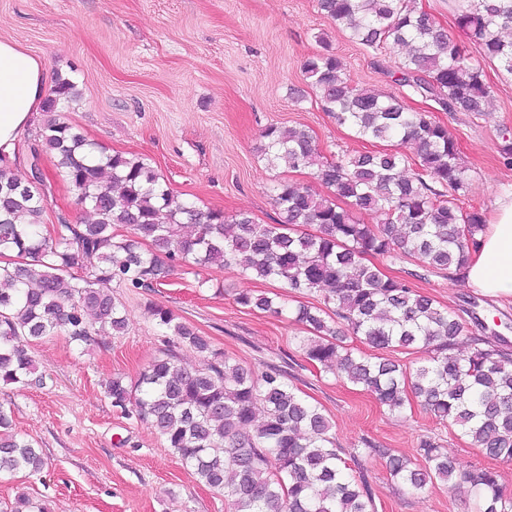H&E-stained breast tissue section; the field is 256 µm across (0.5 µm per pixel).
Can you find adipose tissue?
I'll list each match as a JSON object with an SVG mask.
<instances>
[{
	"instance_id": "obj_1",
	"label": "adipose tissue",
	"mask_w": 512,
	"mask_h": 512,
	"mask_svg": "<svg viewBox=\"0 0 512 512\" xmlns=\"http://www.w3.org/2000/svg\"><path fill=\"white\" fill-rule=\"evenodd\" d=\"M43 61L21 46L0 40V151L14 142L45 97ZM481 249L464 271L467 287L494 298H512V190L500 192Z\"/></svg>"
}]
</instances>
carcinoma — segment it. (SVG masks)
I'll use <instances>...</instances> for the list:
<instances>
[{"label":"carcinoma","mask_w":512,"mask_h":512,"mask_svg":"<svg viewBox=\"0 0 512 512\" xmlns=\"http://www.w3.org/2000/svg\"><path fill=\"white\" fill-rule=\"evenodd\" d=\"M456 2L458 29L483 59L512 75V0ZM317 7L359 45L406 49L395 82L410 95L442 112L483 111L490 86L481 65L415 0H317ZM304 69L322 111L357 137L410 143L417 151L412 158L388 149L333 158L303 127H266L261 152L268 162L313 169L327 189L321 195L308 186L277 184L273 224H257L246 213H203L175 195L147 159L96 151L62 116L75 98L73 83L56 79L30 158L51 155L60 179L95 220L71 224L63 218L55 234L48 233L41 222L45 177L32 173L22 182L0 167V255L22 258L0 267V383H22L35 373L23 339L62 330L81 347L98 327L123 334L126 310L112 297L114 281L146 291L178 267L196 274L239 265L284 284V293H243L235 302L251 311L286 313L303 326L309 335L299 348L309 364L363 388L391 412L412 396L458 426L486 456L511 461L512 354L489 336H472V351L456 352L467 331L463 318L370 262L401 251L450 277L464 274L481 246L486 216L459 205L468 177L458 141L429 112L352 86L327 49L308 57ZM407 162L414 166L410 177L399 171ZM360 214L378 223L365 224ZM186 224L193 226L190 235L182 233ZM311 225L317 232L302 231ZM314 292L324 293L322 304L298 301ZM148 312L173 344L208 352L213 361L188 371L169 349L137 380L112 378V407L154 429L200 482L224 493L234 512H374L371 491L348 473L329 419L283 371L256 374L212 349L170 308L152 304ZM337 319L369 352L342 345ZM398 348L425 357L414 368L403 367L388 356ZM12 426V415L0 407L1 481L46 465L42 451ZM364 445L361 452L380 453L407 494L440 482L453 492L474 493L483 512H512V495L496 471L461 469L430 440L421 445V463ZM0 512L51 510L45 502L32 506L21 494Z\"/></svg>","instance_id":"carcinoma-1"}]
</instances>
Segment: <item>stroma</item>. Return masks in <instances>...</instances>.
Returning a JSON list of instances; mask_svg holds the SVG:
<instances>
[{"label": "stroma", "instance_id": "obj_1", "mask_svg": "<svg viewBox=\"0 0 512 512\" xmlns=\"http://www.w3.org/2000/svg\"><path fill=\"white\" fill-rule=\"evenodd\" d=\"M0 40L43 58L49 79L74 83L76 99L64 117L98 148L148 159L175 194L201 211L244 212L259 224L278 218L273 185L322 188L310 170L268 165L260 151L266 126L307 127L327 154L378 148L322 111L304 73L309 56L329 47L353 85L401 92L391 78L401 51L351 42L318 12L316 0H0ZM483 64L491 87L483 112L440 111L435 118L458 140L467 168L461 206L489 216L497 194L512 189V165L504 164L498 138L500 127L512 128V77ZM42 166L50 186L43 223L62 216L91 222L51 159ZM374 263L448 310L473 302L479 319L512 345L511 298L483 296L414 255ZM201 276L179 268L149 291L113 284L127 329L120 336L93 333L85 353L61 332L27 342L37 379L0 385V406L11 410L15 432L42 448L47 464L40 473L0 482V503L23 493L49 503L51 512H233L222 493L200 483L148 425L122 415L106 395L112 377L136 380L168 347L147 312L151 303L172 308L242 366L285 370L301 396L330 418L345 452L368 440L413 460L421 441L432 440L462 468L494 467L512 493V461H491L457 426L419 407L389 412L360 388L316 370L298 349L300 326L234 301L239 293L281 292V282L253 278L235 265ZM359 469L375 512H480L475 495L451 493L440 483L402 494L379 457L361 458Z\"/></svg>", "mask_w": 512, "mask_h": 512}]
</instances>
